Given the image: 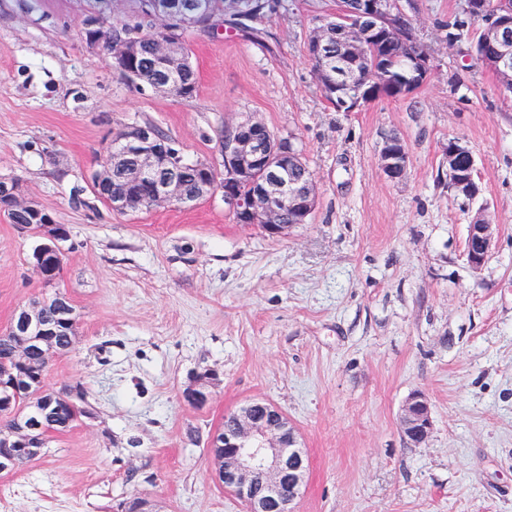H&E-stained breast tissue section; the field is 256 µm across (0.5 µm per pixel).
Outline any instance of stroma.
Listing matches in <instances>:
<instances>
[{
  "label": "stroma",
  "instance_id": "obj_1",
  "mask_svg": "<svg viewBox=\"0 0 512 512\" xmlns=\"http://www.w3.org/2000/svg\"><path fill=\"white\" fill-rule=\"evenodd\" d=\"M401 4L429 80L339 112L306 51L336 0H278L250 30L228 7L189 27L191 99L136 88L84 43L90 20L135 23L139 0H0V176L70 232L50 286L38 237L0 215V330L66 293L77 341L45 385L82 384L95 409L0 476V512H117L135 496L160 512H243L211 476L207 439L254 398L288 415L308 453L295 512H512V93L449 43L457 0ZM248 116L296 137L314 176L310 219L286 236L235 223L219 194L123 214L87 181L132 122L223 170L224 129ZM394 133L409 149L397 182L379 161ZM453 137L475 158L472 200L448 185ZM480 212L496 234L476 271L465 247ZM209 372L208 404H184ZM417 390L434 426L414 448L399 420Z\"/></svg>",
  "mask_w": 512,
  "mask_h": 512
}]
</instances>
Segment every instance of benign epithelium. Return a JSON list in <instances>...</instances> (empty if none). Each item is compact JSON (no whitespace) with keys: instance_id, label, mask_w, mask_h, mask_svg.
<instances>
[{"instance_id":"benign-epithelium-1","label":"benign epithelium","mask_w":512,"mask_h":512,"mask_svg":"<svg viewBox=\"0 0 512 512\" xmlns=\"http://www.w3.org/2000/svg\"><path fill=\"white\" fill-rule=\"evenodd\" d=\"M459 14L487 18L480 42L490 49L486 64L498 77L502 88L512 87V0H458ZM165 26L180 31L190 24H206L201 12L162 14ZM404 13L399 0H355L347 5L338 0L336 12L318 18L307 52L318 81L328 80L343 106L356 109L380 98H398L413 93L431 75L429 54L402 28ZM343 34L344 48L336 52L342 69L328 71L325 66L329 45L322 34L330 28ZM83 39L87 47L100 51L109 68L134 73L140 57L137 39L105 37L95 22L86 24ZM395 46L408 60L409 77L389 75L371 77L356 67L370 44ZM151 50L158 68L166 73L182 70L184 46L165 36L151 40ZM224 185H219L212 165L200 161L194 194L187 195L181 182L182 156L172 143L160 137L149 124L132 123L122 128L108 143L99 168L89 178L91 188L105 191L111 210L126 213L158 206L191 207L217 191L224 192V204L239 224H258L271 237H280L288 229L304 224L312 213L315 188L310 176L296 177L305 170L301 150L293 139H279L263 122L247 117L224 128ZM380 165L392 181L406 173L409 152L401 138L384 140ZM475 158L461 140L448 142V179L458 194L473 198L478 194L473 170ZM25 209L39 221L41 242L35 247L33 265L43 280L52 284L64 253L66 236L61 225L38 201L26 197L22 184L14 179H0V212ZM294 215L290 224L282 221L284 212ZM496 228L482 215L469 225V243L465 251L470 266L479 270L488 259ZM56 313L45 319L39 306L30 304L19 309L6 334L15 338L17 347L12 360L13 372L0 375V414L19 419V401L25 394L36 401L41 392L28 385L31 366L26 358L29 348H45L60 356L70 347L56 344L62 328L76 323L77 314L70 298L56 293ZM214 380L209 373L186 387L182 398L194 407L205 406L211 397L203 379ZM230 425L211 434L210 454L215 460L214 480L224 492L239 500L245 512H293L292 504L300 495L309 471L306 450L301 447L296 427L288 416L267 400L255 399L231 413ZM405 441L419 447L433 430L431 403L422 391L407 398L400 417Z\"/></svg>"}]
</instances>
